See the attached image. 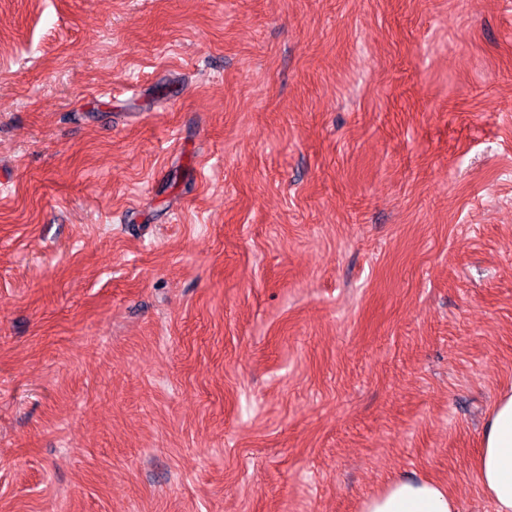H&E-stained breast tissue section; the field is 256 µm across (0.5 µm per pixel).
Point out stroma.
<instances>
[{
    "label": "stroma",
    "mask_w": 512,
    "mask_h": 512,
    "mask_svg": "<svg viewBox=\"0 0 512 512\" xmlns=\"http://www.w3.org/2000/svg\"><path fill=\"white\" fill-rule=\"evenodd\" d=\"M512 0H0V512H493ZM457 500L435 481L393 479L366 497L361 512H459Z\"/></svg>",
    "instance_id": "stroma-1"
}]
</instances>
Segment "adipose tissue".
Here are the masks:
<instances>
[{
	"label": "adipose tissue",
	"instance_id": "obj_1",
	"mask_svg": "<svg viewBox=\"0 0 512 512\" xmlns=\"http://www.w3.org/2000/svg\"><path fill=\"white\" fill-rule=\"evenodd\" d=\"M475 468L494 512H512V392L493 404ZM361 512H459V504L438 482L394 479L366 497Z\"/></svg>",
	"mask_w": 512,
	"mask_h": 512
}]
</instances>
